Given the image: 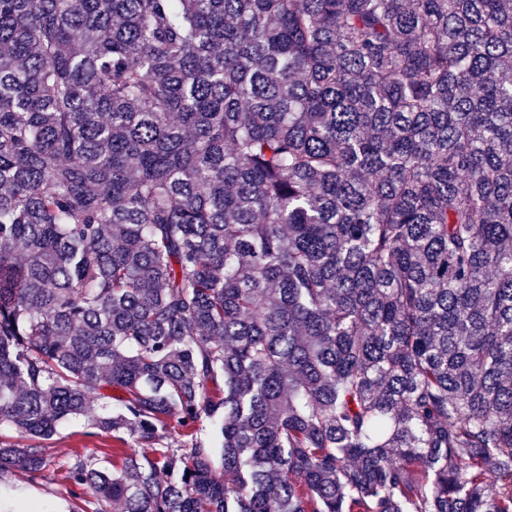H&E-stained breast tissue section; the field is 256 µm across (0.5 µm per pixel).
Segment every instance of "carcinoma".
<instances>
[{
  "label": "carcinoma",
  "mask_w": 512,
  "mask_h": 512,
  "mask_svg": "<svg viewBox=\"0 0 512 512\" xmlns=\"http://www.w3.org/2000/svg\"><path fill=\"white\" fill-rule=\"evenodd\" d=\"M70 419L96 512H512V0H0V473Z\"/></svg>",
  "instance_id": "1"
}]
</instances>
